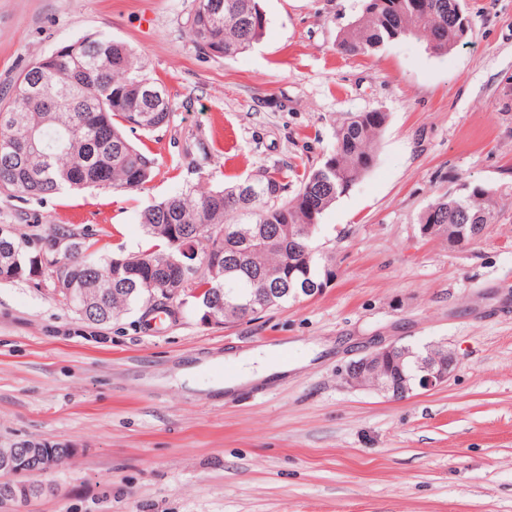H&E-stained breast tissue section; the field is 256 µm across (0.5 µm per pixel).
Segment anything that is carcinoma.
Returning a JSON list of instances; mask_svg holds the SVG:
<instances>
[{"label":"carcinoma","mask_w":512,"mask_h":512,"mask_svg":"<svg viewBox=\"0 0 512 512\" xmlns=\"http://www.w3.org/2000/svg\"><path fill=\"white\" fill-rule=\"evenodd\" d=\"M194 0L189 36L208 54L233 57L257 43L264 29L249 27L260 0ZM472 18L461 0H363L356 20L341 29L337 48L370 55L404 37L426 40L438 56L461 42ZM108 64L91 70L95 58ZM12 101L0 108V190L14 197H40L89 187L141 191L152 181L155 158L131 139L149 135L173 120L167 89L154 81L144 59L107 34L77 41V52L55 62L41 60L25 73ZM161 96L152 112L142 90ZM385 112H354L335 130L322 162L298 173L290 166L264 169L217 189L191 187L148 205L140 224L151 246L120 257L104 254L94 234L62 226L21 241L0 239V282L29 278L38 262L49 272L52 295L69 308L82 301L83 319L105 325L123 311L149 310L168 298L179 277V247L195 244L198 258L188 270L196 297L182 294L186 312L207 311L218 322L245 319L266 294L270 306L297 300L295 289L319 288L333 256L317 245L324 212L375 165ZM496 194L480 185L430 203L419 224L429 235L448 239V225L470 240L496 223ZM70 239V250L55 249Z\"/></svg>","instance_id":"obj_1"}]
</instances>
